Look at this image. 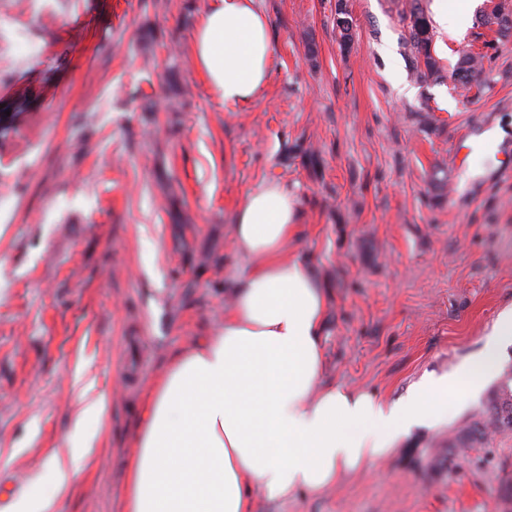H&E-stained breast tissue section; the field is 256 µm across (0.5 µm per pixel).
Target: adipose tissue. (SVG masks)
<instances>
[{
	"instance_id": "ef3b65f1",
	"label": "adipose tissue",
	"mask_w": 512,
	"mask_h": 512,
	"mask_svg": "<svg viewBox=\"0 0 512 512\" xmlns=\"http://www.w3.org/2000/svg\"><path fill=\"white\" fill-rule=\"evenodd\" d=\"M214 98L255 100L273 73L274 43L255 0H215L193 45ZM299 204L280 183L248 192L235 214L233 304L222 328L176 354L153 389L126 488V512H256L319 492L384 459L497 367L512 312L492 324L482 355L405 395L321 382L326 296L306 265L286 258Z\"/></svg>"
}]
</instances>
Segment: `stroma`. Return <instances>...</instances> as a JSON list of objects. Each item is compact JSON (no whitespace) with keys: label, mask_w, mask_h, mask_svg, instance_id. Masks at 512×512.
I'll use <instances>...</instances> for the list:
<instances>
[{"label":"stroma","mask_w":512,"mask_h":512,"mask_svg":"<svg viewBox=\"0 0 512 512\" xmlns=\"http://www.w3.org/2000/svg\"><path fill=\"white\" fill-rule=\"evenodd\" d=\"M347 3L345 47L336 0H257L272 79L227 106L192 57L213 0H0V100L34 98L0 136V512L23 495L125 512L152 389L223 324L233 217L264 182L297 197L289 252L327 292L323 382L398 398L512 311V38L465 92L450 73L492 39L490 0H458L461 35L436 30V82L412 72L411 0ZM498 379L382 462L257 512H512V433L429 466ZM99 398L103 423L83 420Z\"/></svg>","instance_id":"obj_1"}]
</instances>
